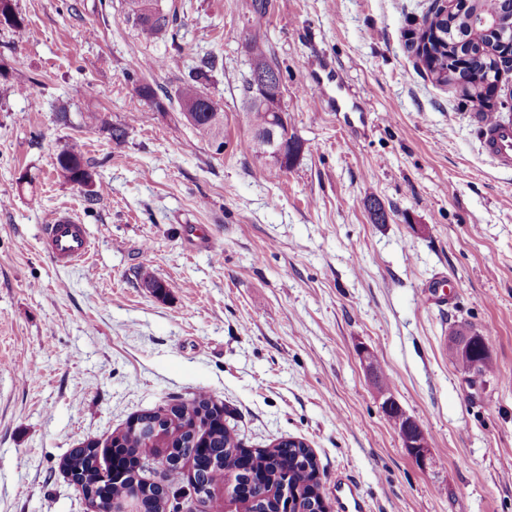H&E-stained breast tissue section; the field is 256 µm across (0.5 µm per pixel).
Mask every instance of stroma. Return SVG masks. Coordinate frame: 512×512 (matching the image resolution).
<instances>
[{"label": "stroma", "mask_w": 512, "mask_h": 512, "mask_svg": "<svg viewBox=\"0 0 512 512\" xmlns=\"http://www.w3.org/2000/svg\"><path fill=\"white\" fill-rule=\"evenodd\" d=\"M431 2L161 0L174 23L147 41L129 0H12L26 32L0 26V512H90L63 468L71 450L201 391L246 447L304 440L330 512L342 479L366 512H512V169L416 54ZM256 19L302 144L265 176L240 147V31ZM207 53L220 150L174 100ZM326 64L332 96L367 111L332 110L314 87ZM143 83L171 95L164 112ZM75 144L86 184L56 171ZM63 210L94 245L85 264L41 248ZM460 325L485 341L484 387L448 360ZM388 395L432 467L404 447ZM402 421H404L403 426L399 427L398 431L405 448L409 449L411 455L420 466L428 468L432 465L433 460L424 432L419 424L405 412H403Z\"/></svg>", "instance_id": "stroma-1"}]
</instances>
